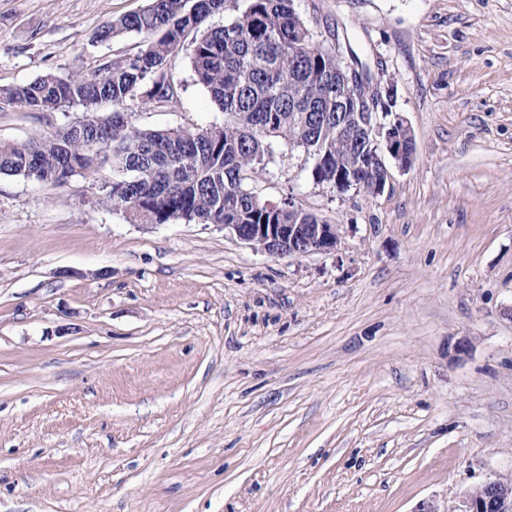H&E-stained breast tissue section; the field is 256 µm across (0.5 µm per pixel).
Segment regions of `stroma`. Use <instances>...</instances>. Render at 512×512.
Returning <instances> with one entry per match:
<instances>
[{
    "label": "stroma",
    "instance_id": "obj_1",
    "mask_svg": "<svg viewBox=\"0 0 512 512\" xmlns=\"http://www.w3.org/2000/svg\"><path fill=\"white\" fill-rule=\"evenodd\" d=\"M148 0H0V87L93 72ZM346 31L415 140L374 198L303 153L256 184L338 225L272 256L215 225L132 224L115 173L0 175V512H456L512 474V0H294ZM132 119L223 124L191 50ZM81 108L0 104V141Z\"/></svg>",
    "mask_w": 512,
    "mask_h": 512
}]
</instances>
